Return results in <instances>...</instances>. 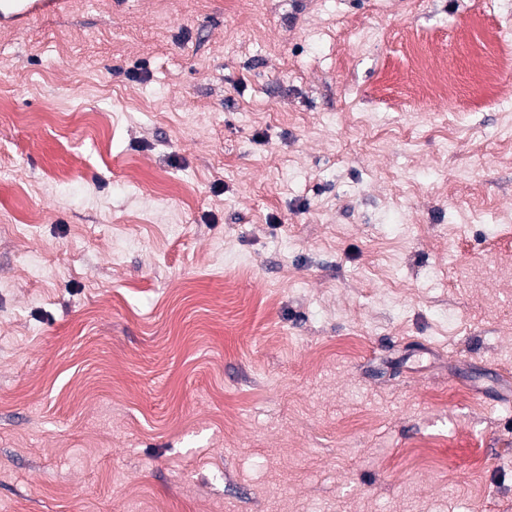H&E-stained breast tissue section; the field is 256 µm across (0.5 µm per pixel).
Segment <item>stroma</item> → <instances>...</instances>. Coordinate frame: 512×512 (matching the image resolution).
<instances>
[{"label": "stroma", "mask_w": 512, "mask_h": 512, "mask_svg": "<svg viewBox=\"0 0 512 512\" xmlns=\"http://www.w3.org/2000/svg\"><path fill=\"white\" fill-rule=\"evenodd\" d=\"M164 3L0 29V512H512V0Z\"/></svg>", "instance_id": "35a3bbf8"}]
</instances>
